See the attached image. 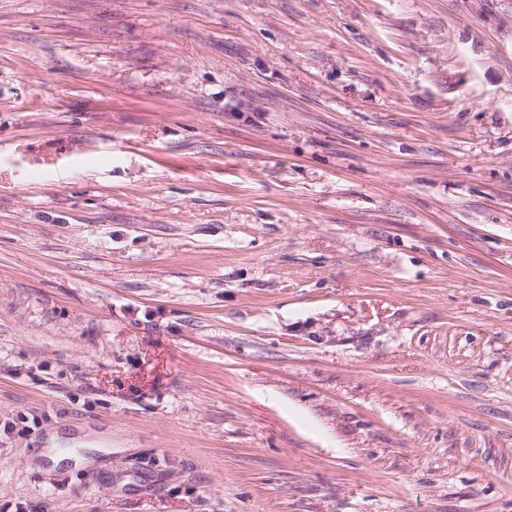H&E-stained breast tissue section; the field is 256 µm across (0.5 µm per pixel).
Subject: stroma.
Returning <instances> with one entry per match:
<instances>
[{
  "mask_svg": "<svg viewBox=\"0 0 512 512\" xmlns=\"http://www.w3.org/2000/svg\"><path fill=\"white\" fill-rule=\"evenodd\" d=\"M1 503L512 512V0H0Z\"/></svg>",
  "mask_w": 512,
  "mask_h": 512,
  "instance_id": "1",
  "label": "stroma"
}]
</instances>
